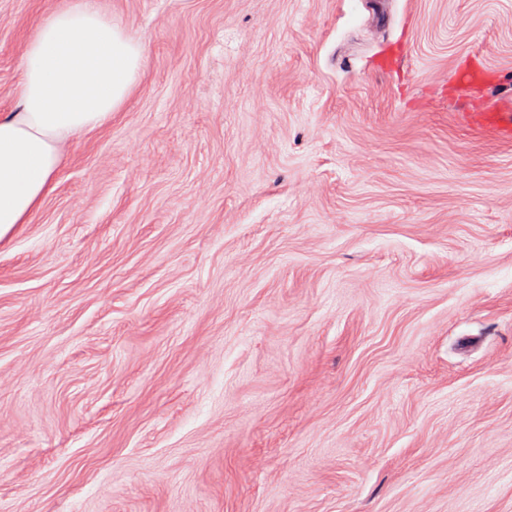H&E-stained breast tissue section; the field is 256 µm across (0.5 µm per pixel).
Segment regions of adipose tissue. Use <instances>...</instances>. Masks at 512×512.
Instances as JSON below:
<instances>
[{
    "label": "adipose tissue",
    "mask_w": 512,
    "mask_h": 512,
    "mask_svg": "<svg viewBox=\"0 0 512 512\" xmlns=\"http://www.w3.org/2000/svg\"><path fill=\"white\" fill-rule=\"evenodd\" d=\"M143 57V44L100 0L46 9L23 42L16 108L0 113V239L41 207L62 143L121 110Z\"/></svg>",
    "instance_id": "obj_1"
}]
</instances>
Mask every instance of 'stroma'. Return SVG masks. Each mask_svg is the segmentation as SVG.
I'll use <instances>...</instances> for the list:
<instances>
[{
    "instance_id": "1",
    "label": "stroma",
    "mask_w": 512,
    "mask_h": 512,
    "mask_svg": "<svg viewBox=\"0 0 512 512\" xmlns=\"http://www.w3.org/2000/svg\"><path fill=\"white\" fill-rule=\"evenodd\" d=\"M62 0H0V113ZM102 0L145 49L0 242V512H512V0Z\"/></svg>"
}]
</instances>
